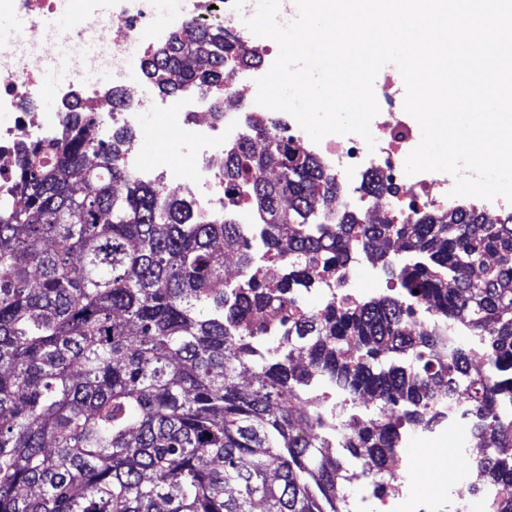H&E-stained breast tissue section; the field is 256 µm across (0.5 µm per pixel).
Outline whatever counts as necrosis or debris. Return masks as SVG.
Returning <instances> with one entry per match:
<instances>
[{
    "label": "necrosis or debris",
    "mask_w": 512,
    "mask_h": 512,
    "mask_svg": "<svg viewBox=\"0 0 512 512\" xmlns=\"http://www.w3.org/2000/svg\"><path fill=\"white\" fill-rule=\"evenodd\" d=\"M191 7L175 20L177 28L196 27L215 22L227 44L240 48L254 41V34L245 21L250 12L245 0H190ZM156 22L155 0H84L79 25L68 38L70 48H77L86 30H97L106 45L102 57H93L89 66H104L112 72V83L126 79L125 63L129 57L141 55L144 30ZM69 84L47 86L42 83L32 63L18 57L16 48L0 44V199H14L13 175L18 165L16 146L23 141L51 142L65 130L69 115L57 113L45 121L26 110L25 102L52 95L59 100L69 97ZM101 111L92 113L94 125L110 127L139 126L145 111L154 108L158 98L153 87L147 86L129 102L113 103L102 97ZM171 110L170 126L175 144L189 145L192 160L189 167L145 166L136 148H127L123 155L126 168L138 179L157 184L161 190L187 197L198 216L205 221L231 218L241 227L242 235L254 248L262 241L256 228L258 217L244 203L245 190L224 182V169L219 158L237 149L248 135L246 116L220 106L212 93L195 89L188 96L167 102ZM278 121L295 144L317 157L334 173L337 181L354 189L352 203L360 212L379 210L386 222L408 224L416 213L429 209L439 212L458 205L451 192L455 177L444 172H420L409 175L405 160L416 147L418 131L414 124L395 112H380L374 118L381 137L375 147H368L359 135L328 137L322 141L309 140L296 119L278 112ZM375 169L387 190L379 197L357 192L356 187L368 169ZM238 199L233 214H226V200Z\"/></svg>",
    "instance_id": "1"
}]
</instances>
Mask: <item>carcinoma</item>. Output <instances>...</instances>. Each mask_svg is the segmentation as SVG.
I'll use <instances>...</instances> for the list:
<instances>
[{"instance_id": "obj_1", "label": "carcinoma", "mask_w": 512, "mask_h": 512, "mask_svg": "<svg viewBox=\"0 0 512 512\" xmlns=\"http://www.w3.org/2000/svg\"><path fill=\"white\" fill-rule=\"evenodd\" d=\"M235 62L260 55L182 30L142 71L165 93L210 88L229 108ZM66 111L74 122L49 151L19 143L18 200L0 205V512H350L345 486L391 487L404 427L430 428L434 406L461 393L485 486L512 488V455L499 452L512 447V214L461 205L411 224H320L335 175L256 121L224 181L261 219L273 290L238 225L195 223L185 201L124 169L127 131L90 140L87 102ZM358 252L396 294L300 308ZM226 265L241 273L231 286ZM317 375L376 401L336 424L339 456L307 398Z\"/></svg>"}]
</instances>
